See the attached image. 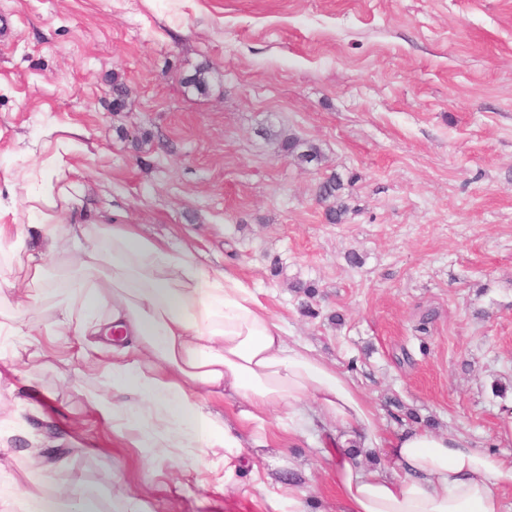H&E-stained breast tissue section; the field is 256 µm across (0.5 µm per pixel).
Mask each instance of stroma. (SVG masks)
<instances>
[{
  "label": "stroma",
  "instance_id": "35a3bbf8",
  "mask_svg": "<svg viewBox=\"0 0 512 512\" xmlns=\"http://www.w3.org/2000/svg\"><path fill=\"white\" fill-rule=\"evenodd\" d=\"M205 64L202 93L189 79ZM270 130L321 162L281 155ZM61 149L92 209L232 269L289 339L348 372L382 441L413 412L512 459L497 437L512 403V0H0V178L18 187L0 222L26 223L23 189ZM333 173L349 181L342 224L315 198ZM299 282L317 285V317ZM22 298L0 292V323L31 328L0 335V478L17 495L288 512L293 488L307 512H341L348 432L329 440L304 414L292 443L271 411L267 447L232 472L218 445L153 447L89 401L112 394L111 346L86 358L55 336L58 303L84 293L44 289L23 315Z\"/></svg>",
  "mask_w": 512,
  "mask_h": 512
}]
</instances>
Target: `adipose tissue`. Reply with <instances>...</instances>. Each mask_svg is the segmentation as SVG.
<instances>
[{"label": "adipose tissue", "mask_w": 512, "mask_h": 512, "mask_svg": "<svg viewBox=\"0 0 512 512\" xmlns=\"http://www.w3.org/2000/svg\"><path fill=\"white\" fill-rule=\"evenodd\" d=\"M64 160L27 193L39 233L27 245L21 224L0 223V251L14 263L9 287L28 288L29 302L50 287L47 266L68 252L73 277L88 289L82 311L58 305L59 328L73 329L90 348L112 344V386L140 398L139 417L162 448L224 446L234 467L248 446L239 423L263 431L274 407L313 404L326 422L347 428L361 446L379 440L374 412L356 383L308 349L288 342L281 324L253 288L231 271H209L168 240L138 225L70 220L84 185L68 178ZM109 308L108 317L96 314ZM242 404L238 423L214 414L212 400ZM394 476L336 464L341 512H502L500 492L512 486V461L469 447L459 436L418 427L389 441Z\"/></svg>", "instance_id": "1"}]
</instances>
